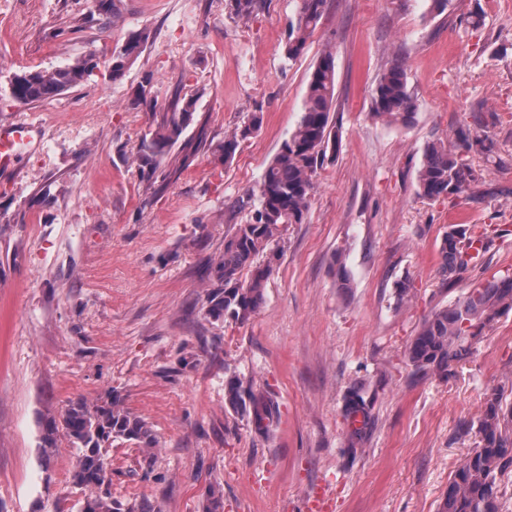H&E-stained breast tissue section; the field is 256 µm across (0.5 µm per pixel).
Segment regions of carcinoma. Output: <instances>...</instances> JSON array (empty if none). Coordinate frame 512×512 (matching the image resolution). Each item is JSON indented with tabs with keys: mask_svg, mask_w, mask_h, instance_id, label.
<instances>
[{
	"mask_svg": "<svg viewBox=\"0 0 512 512\" xmlns=\"http://www.w3.org/2000/svg\"><path fill=\"white\" fill-rule=\"evenodd\" d=\"M260 0H225L229 16L239 21L249 19ZM97 17L84 23L108 24L114 15L112 0H95ZM326 0H300L296 22L288 33L285 54L299 57L324 12ZM143 29L133 33L126 43L112 51L108 79L122 80L134 60L149 41ZM98 68L94 54L78 58L51 70L20 71L9 80L12 98L23 105L54 98L82 84ZM336 64L330 48L308 75L307 88L296 126L284 140L266 168L256 190L246 194L242 205L249 208V219L236 224L224 235V252L210 265L217 287L209 295L208 313L218 320L230 318L245 323L261 308L269 280L275 273L270 258L281 249L284 232L291 224H301L309 209L318 171L336 156ZM196 100L177 97L172 111L149 136L142 139L138 155L139 169L152 175L193 119ZM416 103L409 88L407 68L394 62L378 78L370 97L373 117L393 126L409 125ZM262 125V113L252 112L233 132L224 136L219 151L224 163L233 160L242 143ZM492 156L494 142L487 137L470 136L462 130L459 142L447 145L434 140L425 147L423 162L417 172L416 195L428 201L455 199L464 194L477 200L478 176L468 159L470 152ZM476 240L493 241L492 231H476L472 224H450L440 243L439 273L445 281H455L474 272V259L464 260L463 252ZM512 309V275L495 277L479 288L469 290L454 302L436 308L423 321L406 348V357L420 373L446 372L453 361L469 351L499 315ZM224 397L237 415L248 418L255 430L264 431L278 413V405L269 393L243 388V382L231 374L224 380ZM372 401L359 388L350 390L345 417L361 426L351 430V437H362L371 420ZM64 431L79 454L72 472L74 485L88 490L81 512H131L122 501L112 497L105 459L115 442L137 448H153L156 437L151 426L140 416L120 405L113 397L104 404L90 405L82 399L71 402L46 424L44 447H52L55 435ZM479 445L456 470L438 507V512H498V477L512 471V402L504 393L492 391L486 398L477 424ZM203 512H224L220 492L207 490Z\"/></svg>",
	"mask_w": 512,
	"mask_h": 512,
	"instance_id": "1",
	"label": "carcinoma"
}]
</instances>
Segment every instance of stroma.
<instances>
[{
  "label": "stroma",
  "instance_id": "35a3bbf8",
  "mask_svg": "<svg viewBox=\"0 0 512 512\" xmlns=\"http://www.w3.org/2000/svg\"><path fill=\"white\" fill-rule=\"evenodd\" d=\"M117 20L88 25L93 0H0V124H38L17 170L0 174V512H80L78 455L65 434L44 449L46 422L72 401L117 395L151 425L150 451L113 445L111 492L138 512H202L209 486L224 512H308L324 489L333 512H437L478 444L491 389L512 392V311L448 372L414 374L405 357L431 314L486 279L512 273V0H326L295 61L284 56L299 0H262L247 21L224 0H114ZM485 16L467 28L472 11ZM151 38L122 81L105 78L114 48ZM336 58L340 148L320 170L303 223L290 225L260 310L213 319L206 270L245 223L256 188L294 128L324 47ZM96 52L99 67L64 95L22 105L20 70ZM404 61L416 98L408 126L370 114L382 72ZM151 82L154 108L131 100ZM194 122L154 175L137 155L175 97ZM260 112L231 163L215 148ZM494 113L492 124L473 117ZM493 139L470 159L481 199L416 193L428 142L459 129ZM492 225L479 273L448 286L439 244L449 224ZM341 258L352 286L332 270ZM411 293L399 300L397 283ZM270 391L279 416L256 432L224 403V378ZM373 400L366 436L347 446L352 385Z\"/></svg>",
  "mask_w": 512,
  "mask_h": 512
}]
</instances>
